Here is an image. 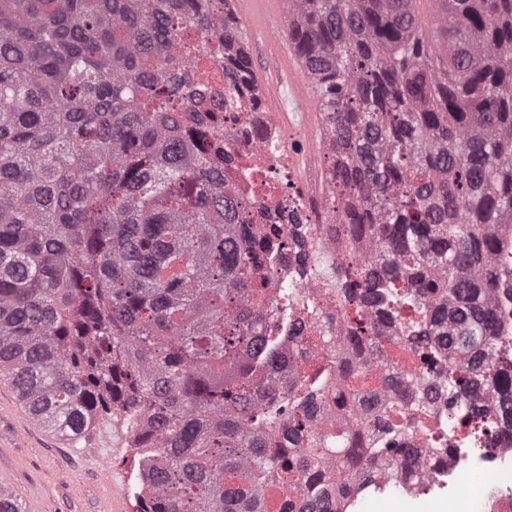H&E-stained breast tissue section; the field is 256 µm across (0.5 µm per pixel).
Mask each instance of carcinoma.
<instances>
[{
  "label": "carcinoma",
  "mask_w": 512,
  "mask_h": 512,
  "mask_svg": "<svg viewBox=\"0 0 512 512\" xmlns=\"http://www.w3.org/2000/svg\"><path fill=\"white\" fill-rule=\"evenodd\" d=\"M288 0L316 96L328 189L347 239L377 252L336 271L349 303L384 289L418 353L461 360L448 411L482 388L512 416L490 261L512 224V0ZM224 0H0V375L62 437L111 414L142 449L140 512H334L321 471L393 451L402 412L375 433L365 369L338 368L336 431L311 423L325 382L272 380L280 337L257 331L268 247L224 177L222 111L258 89ZM346 337L359 350L371 337Z\"/></svg>",
  "instance_id": "obj_1"
}]
</instances>
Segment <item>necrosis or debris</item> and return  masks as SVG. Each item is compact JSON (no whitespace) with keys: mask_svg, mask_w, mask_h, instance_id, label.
<instances>
[{"mask_svg":"<svg viewBox=\"0 0 512 512\" xmlns=\"http://www.w3.org/2000/svg\"><path fill=\"white\" fill-rule=\"evenodd\" d=\"M265 99L264 93H257L246 99L243 111L225 113V151L233 159L230 178L254 203L253 227L282 228L280 244L266 252L256 269L271 283L263 325L282 338L284 366L275 372L282 383L314 363L335 373L337 360L351 358L344 338L352 328L354 309L344 305L321 267L304 258L301 242L322 241L324 256L344 266L361 260L365 251L349 247L334 220L320 224L311 219L309 202L322 196L325 180L301 184L302 125L288 110L287 100H280L279 111L271 112L264 107ZM292 212L300 213V224L289 223ZM378 339L388 347V362L369 364L371 380H378L391 365L427 383L423 389H407L399 400L408 426L398 445L411 449L412 457L402 469L387 470L377 460L362 475L337 482L336 512H355L392 495L415 500L446 491L453 512L476 507L512 512V420L477 417L466 396L453 411L456 420H449L448 390L437 371L424 367L396 326L383 325ZM488 476L495 482L490 494L484 484Z\"/></svg>","mask_w":512,"mask_h":512,"instance_id":"1","label":"necrosis or debris"}]
</instances>
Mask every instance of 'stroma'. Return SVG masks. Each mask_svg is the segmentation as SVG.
I'll return each mask as SVG.
<instances>
[{"label": "stroma", "instance_id": "stroma-1", "mask_svg": "<svg viewBox=\"0 0 512 512\" xmlns=\"http://www.w3.org/2000/svg\"><path fill=\"white\" fill-rule=\"evenodd\" d=\"M0 485L24 512H105L116 502L135 512L139 458L125 424L76 443L61 439L32 421L10 383L0 380Z\"/></svg>", "mask_w": 512, "mask_h": 512}]
</instances>
